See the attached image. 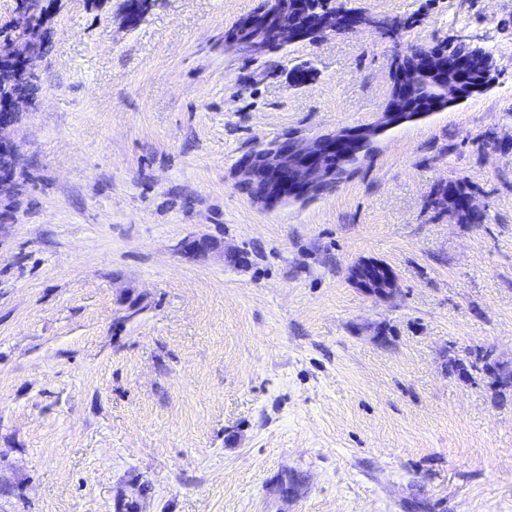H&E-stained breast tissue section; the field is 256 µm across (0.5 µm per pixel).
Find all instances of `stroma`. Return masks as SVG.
Segmentation results:
<instances>
[{"mask_svg":"<svg viewBox=\"0 0 512 512\" xmlns=\"http://www.w3.org/2000/svg\"><path fill=\"white\" fill-rule=\"evenodd\" d=\"M260 2L42 0L0 196V512H512V390L448 372L512 367V0H344L406 28L226 47ZM459 35L495 83L381 128L394 54ZM374 126L313 198L240 188L255 149ZM459 177L485 223L432 206ZM351 277L358 288L370 297L387 298L398 290L395 272L383 263H358L351 269Z\"/></svg>","mask_w":512,"mask_h":512,"instance_id":"obj_1","label":"stroma"}]
</instances>
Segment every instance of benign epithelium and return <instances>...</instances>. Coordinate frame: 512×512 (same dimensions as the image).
Masks as SVG:
<instances>
[{"instance_id":"7a95c632","label":"benign epithelium","mask_w":512,"mask_h":512,"mask_svg":"<svg viewBox=\"0 0 512 512\" xmlns=\"http://www.w3.org/2000/svg\"><path fill=\"white\" fill-rule=\"evenodd\" d=\"M361 27L383 31L390 27V23L352 8L330 5L318 8L308 5V0H296L290 8L272 7L247 16L235 26L229 41L235 42L251 31L262 30L266 32L267 39L255 47V53L262 54L313 36L324 37ZM13 28L17 31V38L0 40V61L14 64L19 73L29 76L38 65L40 48L38 34L30 26L27 10H16ZM468 42L483 55L484 66L482 83L468 89L464 86L466 74L471 69L468 59H452L438 47H416L397 52L392 63L393 90L383 112L382 125L392 126L418 116L416 112L404 110L405 102L413 96L416 79L429 90L439 108L493 84L499 75L494 55L478 41L470 38ZM23 103V98H14L0 113V194L8 191L7 178L19 163V149L8 129L13 122L14 111ZM375 133L374 128L362 127L310 139L288 138L243 156L238 170L242 182L262 186L255 202L266 207L310 198L322 183L336 175L333 162L356 155L357 148L368 143ZM441 190L444 209L454 214L467 211L478 223L487 217L486 211L476 205L473 198L459 196L453 183L442 185ZM351 277L358 288L370 297L387 298L397 292L398 278L383 263L361 262L351 269Z\"/></svg>"}]
</instances>
